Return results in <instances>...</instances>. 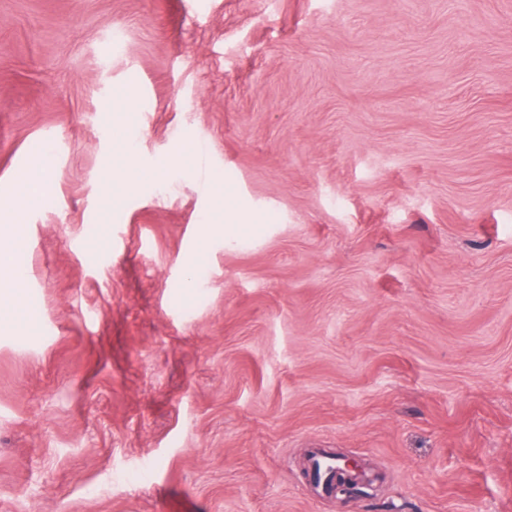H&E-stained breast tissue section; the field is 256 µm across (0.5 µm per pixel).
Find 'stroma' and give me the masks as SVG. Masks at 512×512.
<instances>
[{"instance_id":"35a3bbf8","label":"stroma","mask_w":512,"mask_h":512,"mask_svg":"<svg viewBox=\"0 0 512 512\" xmlns=\"http://www.w3.org/2000/svg\"><path fill=\"white\" fill-rule=\"evenodd\" d=\"M42 151L0 512H512V0H0ZM41 172L30 178L25 184V197L30 204L45 201L49 196L52 183V167L47 158L41 159Z\"/></svg>"}]
</instances>
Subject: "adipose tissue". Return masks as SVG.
<instances>
[{"label": "adipose tissue", "instance_id": "1", "mask_svg": "<svg viewBox=\"0 0 512 512\" xmlns=\"http://www.w3.org/2000/svg\"><path fill=\"white\" fill-rule=\"evenodd\" d=\"M22 240V225H0V334L25 332L36 318L19 289L20 281L26 276L20 250Z\"/></svg>", "mask_w": 512, "mask_h": 512}]
</instances>
